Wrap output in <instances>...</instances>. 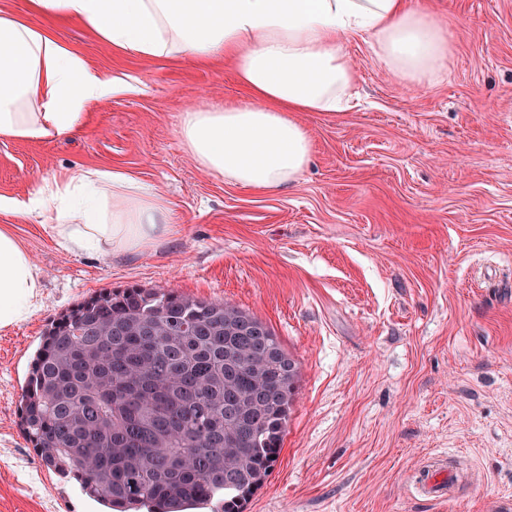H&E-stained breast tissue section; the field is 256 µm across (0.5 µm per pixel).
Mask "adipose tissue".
Instances as JSON below:
<instances>
[{
	"label": "adipose tissue",
	"mask_w": 512,
	"mask_h": 512,
	"mask_svg": "<svg viewBox=\"0 0 512 512\" xmlns=\"http://www.w3.org/2000/svg\"><path fill=\"white\" fill-rule=\"evenodd\" d=\"M34 24L0 11V139L53 140L77 133L89 105L129 89L89 67L55 36L76 21L118 52L145 59L230 63L249 99L180 116L184 149L226 182L278 192L307 167L312 140L301 112L351 106L357 75L347 46L371 44L379 65L420 86L448 66L444 28L411 0H29ZM0 210L47 223L68 251L121 255L167 240L178 217L164 195L121 169L79 168L29 198L0 197ZM41 282L29 253L0 229V328L38 306Z\"/></svg>",
	"instance_id": "obj_1"
}]
</instances>
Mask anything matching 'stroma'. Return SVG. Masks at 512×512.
I'll return each mask as SVG.
<instances>
[{
  "label": "stroma",
  "mask_w": 512,
  "mask_h": 512,
  "mask_svg": "<svg viewBox=\"0 0 512 512\" xmlns=\"http://www.w3.org/2000/svg\"><path fill=\"white\" fill-rule=\"evenodd\" d=\"M425 4L448 33L447 70L413 89L352 41L358 100L298 113L312 159L278 193L205 173L182 146L190 106L247 101L230 65L146 61L80 23L55 28L137 89L90 105L74 136L0 140V197L113 167L180 222L159 245L99 256L0 211L42 284L38 309L0 329V512H106L40 464L17 409L52 320L134 284L248 309L299 365L279 461L245 512H512V0ZM438 460L459 480L430 500L415 473Z\"/></svg>",
  "instance_id": "stroma-1"
}]
</instances>
